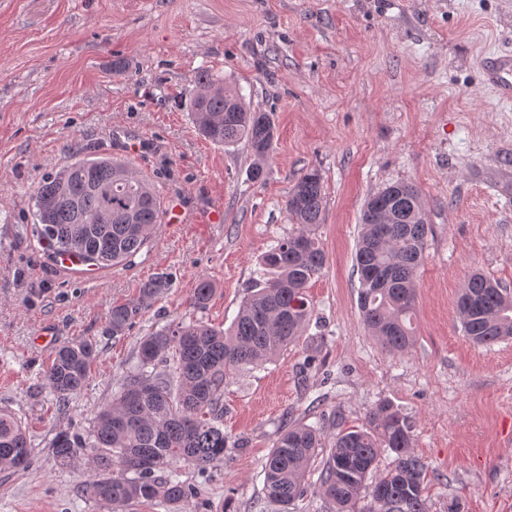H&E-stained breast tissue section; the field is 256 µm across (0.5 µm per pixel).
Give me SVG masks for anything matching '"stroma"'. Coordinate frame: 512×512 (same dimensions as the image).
Here are the masks:
<instances>
[{"label": "stroma", "instance_id": "obj_1", "mask_svg": "<svg viewBox=\"0 0 512 512\" xmlns=\"http://www.w3.org/2000/svg\"><path fill=\"white\" fill-rule=\"evenodd\" d=\"M507 51L512 0H0V407L35 445L29 470L0 474V512H104L81 495L86 466L59 468L49 440L88 429L141 336L176 318L231 324L259 255L292 229L290 187L313 167L327 261L307 288L311 321L264 368L225 380L223 464L176 467L199 489L187 512H278L263 498L262 462L282 421L329 441L382 401L409 418L414 452L434 473L430 512L454 499L463 512H512V339L474 345L457 311L472 272L512 291V100L480 67ZM202 68L271 112L264 181L249 180L247 147L196 130L185 100ZM89 147L129 157L189 223L161 224L124 266L51 261L32 233V194ZM396 182L420 189L429 224L416 341L399 355L365 329L354 266L360 210ZM213 211L222 223H208ZM162 272L169 290L126 336H107L113 304ZM202 276L214 292L197 309ZM74 340L95 342L99 357L59 407L42 374Z\"/></svg>", "mask_w": 512, "mask_h": 512}]
</instances>
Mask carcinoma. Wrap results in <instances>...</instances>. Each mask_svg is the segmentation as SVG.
Masks as SVG:
<instances>
[{
	"label": "carcinoma",
	"instance_id": "1",
	"mask_svg": "<svg viewBox=\"0 0 512 512\" xmlns=\"http://www.w3.org/2000/svg\"><path fill=\"white\" fill-rule=\"evenodd\" d=\"M188 102L193 122L209 142L223 147L247 144L253 156L250 180L262 179L275 139L269 113L252 109L240 91L208 69L194 76ZM33 233L50 258L73 254L89 266L118 267L131 261L155 236L164 209L153 182L128 162L81 150L38 183L32 196ZM324 208L322 176L307 170L293 184L285 211L295 229L259 259V278L224 329L203 321H178L137 342V363L129 368L112 401L95 414L85 432L61 430L48 443L55 463L68 468L87 460V498L109 512H127L142 503L183 512L198 495L179 474L161 472L184 463L205 468L224 461L228 438L224 380L241 369L273 361L302 336L311 306L309 282L326 264L314 232ZM112 212V221L92 217ZM355 253L359 310L368 333L389 353L407 351L415 341L416 270L427 246V212L418 187L389 185L367 199L360 216ZM170 288L159 275L140 289L139 299L116 303L108 332L123 336L142 310ZM214 288L197 280L193 306L204 307ZM461 330L477 346L512 338V295L480 273L472 274L457 302ZM99 352L96 344L71 341L58 348L43 380L66 405L86 384ZM324 447L317 429L287 422L262 463L264 497L289 512L307 497L306 473ZM385 451L395 465L363 494ZM34 447L24 422L0 408V472L25 471ZM428 464L413 450L412 426L392 405L381 402L367 414L363 429L343 432L331 443L319 475L318 492L335 512H429L424 496Z\"/></svg>",
	"mask_w": 512,
	"mask_h": 512
}]
</instances>
